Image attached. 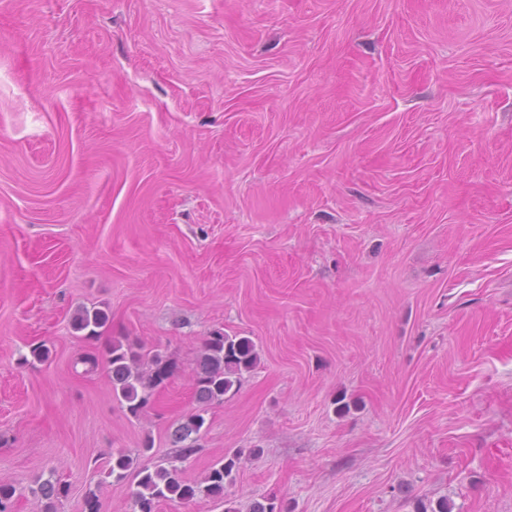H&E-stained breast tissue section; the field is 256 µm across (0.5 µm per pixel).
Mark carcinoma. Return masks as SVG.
I'll list each match as a JSON object with an SVG mask.
<instances>
[{
    "instance_id": "cac0c4a2",
    "label": "carcinoma",
    "mask_w": 512,
    "mask_h": 512,
    "mask_svg": "<svg viewBox=\"0 0 512 512\" xmlns=\"http://www.w3.org/2000/svg\"><path fill=\"white\" fill-rule=\"evenodd\" d=\"M109 314L101 308L82 307L72 318V329L84 333L86 339H96L109 328ZM259 354L253 341L245 336L214 331L204 339L194 371V394L203 406L224 402V396L235 391L244 374L258 363ZM80 362L93 372L103 367L112 385V394L127 411L137 417L152 402L155 390L172 373L171 365L159 353H144L141 348L114 340L103 358L87 355ZM205 424L201 411L183 416L171 433L180 452L177 456L153 467L141 465L138 459L124 451L112 454L104 469L105 477L117 482L132 478L136 489L132 491V512H157L163 501L186 502L196 497L221 499L224 512H237L227 499L226 485L233 483L232 473L238 467L240 453L224 456L215 462L200 482L182 477V463L199 448L198 434ZM40 496L47 500L44 512H53L52 501L68 493L66 486L47 480L39 488Z\"/></svg>"
}]
</instances>
